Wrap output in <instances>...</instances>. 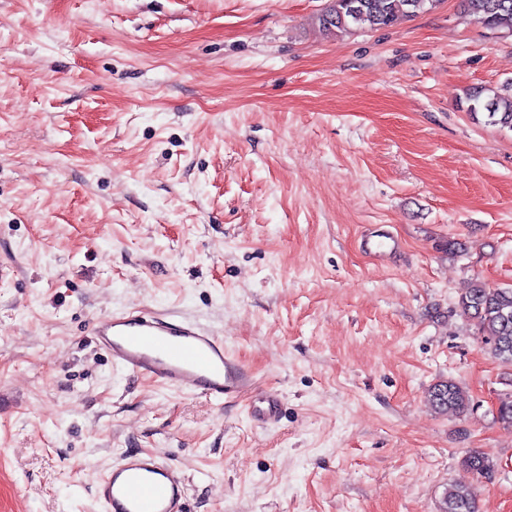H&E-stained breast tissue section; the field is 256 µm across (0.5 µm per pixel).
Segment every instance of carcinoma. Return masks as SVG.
Returning a JSON list of instances; mask_svg holds the SVG:
<instances>
[{"instance_id":"carcinoma-1","label":"carcinoma","mask_w":512,"mask_h":512,"mask_svg":"<svg viewBox=\"0 0 512 512\" xmlns=\"http://www.w3.org/2000/svg\"><path fill=\"white\" fill-rule=\"evenodd\" d=\"M436 0H329L318 16L319 30L327 36H342L357 29L390 27L401 16L414 17L432 8ZM463 11L485 28L512 33V0H460ZM483 92L467 95L468 112L484 114L487 122L512 130V92L498 91L482 98ZM461 315L475 323L478 335L489 352L512 365V286L489 288L473 280L457 297ZM428 400L437 411L464 412L470 403L466 391L453 381H441L430 388ZM471 471L484 478L493 474L492 461L474 450L463 460ZM443 512H477L472 487L456 485L444 501Z\"/></svg>"}]
</instances>
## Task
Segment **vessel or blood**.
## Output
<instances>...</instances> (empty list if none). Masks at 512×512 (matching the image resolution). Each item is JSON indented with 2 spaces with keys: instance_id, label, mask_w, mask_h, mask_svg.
Instances as JSON below:
<instances>
[{
  "instance_id": "obj_1",
  "label": "vessel or blood",
  "mask_w": 512,
  "mask_h": 512,
  "mask_svg": "<svg viewBox=\"0 0 512 512\" xmlns=\"http://www.w3.org/2000/svg\"><path fill=\"white\" fill-rule=\"evenodd\" d=\"M90 334L114 366L183 394L221 401L253 386L223 337L193 320L143 308L99 316ZM96 493L104 512H186L184 477L154 454L123 455Z\"/></svg>"
}]
</instances>
